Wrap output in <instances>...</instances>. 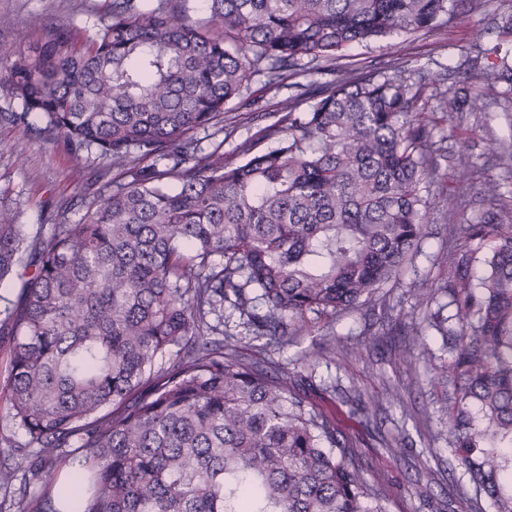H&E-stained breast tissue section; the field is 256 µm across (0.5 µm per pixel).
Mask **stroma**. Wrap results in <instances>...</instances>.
<instances>
[{"instance_id":"stroma-1","label":"stroma","mask_w":512,"mask_h":512,"mask_svg":"<svg viewBox=\"0 0 512 512\" xmlns=\"http://www.w3.org/2000/svg\"><path fill=\"white\" fill-rule=\"evenodd\" d=\"M110 2L0 0V15L8 20L0 28V43L28 47L35 39L31 21L36 17L47 24L66 21L80 33L91 30ZM510 17L512 0H460L453 16L433 32L355 44L336 61L337 68L364 73L399 65L433 76L423 97L425 111L436 118L433 140L438 163L423 190L429 201L424 216L429 233L399 281L381 288L369 306L312 320L307 331L283 348L268 350L266 357L311 377L315 406L335 415L339 428L359 443L362 465L368 476H381L391 512H439L442 501L449 499V484L469 481L463 469L449 463L447 388L439 381V369L451 356L439 333L426 325L438 305H445L449 316L454 310L446 294L439 292L425 304L419 302L416 290L422 283L439 286L447 279L448 268L440 256L450 228L480 223L499 205H512V166L501 157L502 145L512 141V105L493 104L483 112L453 117L439 110L441 92L477 91L479 81L466 53L491 48L498 25ZM250 92L252 106L231 102L224 116L225 124L235 129L224 144L234 163L239 157L233 148L245 139H252L258 151L273 148V140L257 138L256 133L270 124V112L292 89L287 85L270 89L256 81ZM77 166L86 171L80 184L70 178ZM459 173L467 189L452 200L451 177ZM117 174L111 159L79 157L63 141L46 143L0 123V190L23 195L26 207L21 222L27 233H35L43 224L78 223L86 194L104 188ZM491 180L500 185L495 200L484 192ZM414 325L422 329L425 350L406 365L398 352L405 330ZM332 345L348 349V356L328 355ZM394 390L401 393V402H390ZM355 393L365 402L371 427L361 426L344 402ZM388 440L396 442L395 450L385 448ZM452 502L454 512L472 510L469 497Z\"/></svg>"}]
</instances>
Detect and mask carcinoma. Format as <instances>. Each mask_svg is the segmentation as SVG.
Returning <instances> with one entry per match:
<instances>
[{
	"mask_svg": "<svg viewBox=\"0 0 512 512\" xmlns=\"http://www.w3.org/2000/svg\"><path fill=\"white\" fill-rule=\"evenodd\" d=\"M454 0H112L94 34L34 24L0 85L20 110L0 122L120 175L76 224L24 233L19 199L0 198V312L7 387L0 414L27 440L0 437L53 486L78 461L80 512H390L357 446L310 401L303 380L262 358L330 315L372 300L426 235L433 113L405 67L293 83L261 130L277 146L234 164L224 109L255 77L278 88L304 62L349 45L437 27ZM480 90L442 94L444 112L512 98V57L493 50ZM309 108L300 109L303 102ZM36 117L38 122L31 121ZM492 242L486 269L474 253ZM457 329L445 339L451 455L482 500L512 512V207L448 248ZM265 340L245 353L207 321L224 304ZM401 358L420 348L406 331ZM17 467L0 462V512H25Z\"/></svg>",
	"mask_w": 512,
	"mask_h": 512,
	"instance_id": "cac0c4a2",
	"label": "carcinoma"
}]
</instances>
